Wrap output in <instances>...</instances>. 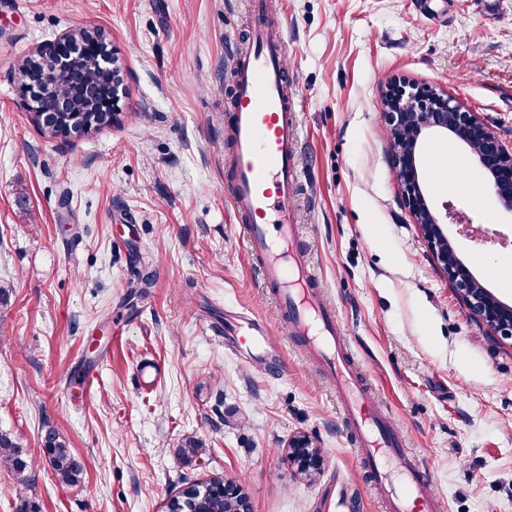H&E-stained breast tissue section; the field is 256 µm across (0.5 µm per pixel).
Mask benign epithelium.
<instances>
[{
    "label": "benign epithelium",
    "mask_w": 512,
    "mask_h": 512,
    "mask_svg": "<svg viewBox=\"0 0 512 512\" xmlns=\"http://www.w3.org/2000/svg\"><path fill=\"white\" fill-rule=\"evenodd\" d=\"M22 96L30 114L39 119L50 111L51 94L42 92L34 97L28 94V83L23 81ZM383 109L389 120V134L396 153L395 177L402 189L413 217L427 239L438 262L448 274L469 313L492 336L512 338V306L498 300L473 277L464 266L448 240L443 224L448 219L460 223L458 213L447 211L440 216L429 203L420 184L419 152L422 141L432 136L453 135L465 143L483 162V168L492 177L497 198L507 208L512 207V148L503 145L495 133L480 123L469 112L444 92H413L401 87L390 89L383 100ZM97 125L85 113H73L71 124L59 132L63 138L89 134ZM289 458L297 463L306 476L320 471L323 451L295 441L289 445ZM224 500L232 503L230 512H250L248 498L242 487L224 481Z\"/></svg>",
    "instance_id": "benign-epithelium-1"
}]
</instances>
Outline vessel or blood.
<instances>
[{
    "label": "vessel or blood",
    "instance_id": "1",
    "mask_svg": "<svg viewBox=\"0 0 512 512\" xmlns=\"http://www.w3.org/2000/svg\"><path fill=\"white\" fill-rule=\"evenodd\" d=\"M253 48L236 71L230 118L231 207L246 226L249 248L261 260L265 287L273 289L293 334L310 357L332 374L336 397L357 431L356 454L370 467L386 512H439L403 433L379 409H367L366 386L343 339L335 309L316 290L299 250L292 209L298 182L299 121L288 90L283 44L268 20L265 0H252ZM270 328L241 315L225 321L234 349L267 357Z\"/></svg>",
    "mask_w": 512,
    "mask_h": 512
}]
</instances>
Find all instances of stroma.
<instances>
[{"instance_id":"stroma-1","label":"stroma","mask_w":512,"mask_h":512,"mask_svg":"<svg viewBox=\"0 0 512 512\" xmlns=\"http://www.w3.org/2000/svg\"><path fill=\"white\" fill-rule=\"evenodd\" d=\"M250 0H0V432L34 463L0 467V512H165L219 475L251 512H385L330 377L290 336L231 209L226 120ZM300 119L294 206L324 298L374 405L414 448L442 512H512V340L462 303L405 206L381 101L389 83L448 93L512 148V0H268ZM79 28L104 32L123 93L112 124L39 134L18 68ZM434 207L474 277L512 305V213L469 150L421 146ZM154 274L131 294L128 251ZM265 320L267 369L224 349V313ZM159 380L142 383V365ZM55 429L83 470L60 484ZM324 452L307 481L287 460ZM189 437L208 452L188 463ZM306 441H295L289 445V458L297 463L298 469L306 476H316L320 471L323 458L322 448L305 446Z\"/></svg>"}]
</instances>
